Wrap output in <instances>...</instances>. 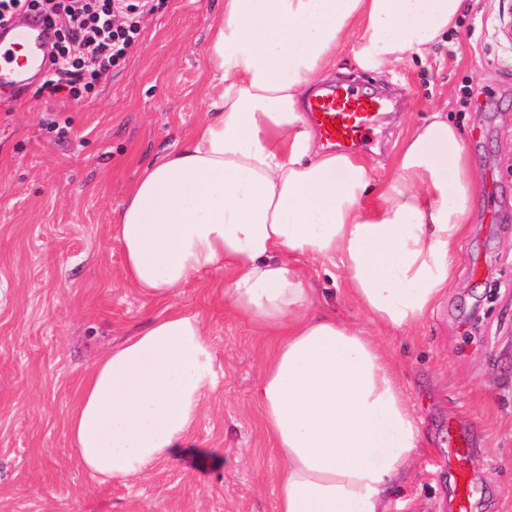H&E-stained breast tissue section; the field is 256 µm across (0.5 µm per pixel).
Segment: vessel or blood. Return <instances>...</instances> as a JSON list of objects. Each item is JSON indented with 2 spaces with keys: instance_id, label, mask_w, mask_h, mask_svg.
Segmentation results:
<instances>
[{
  "instance_id": "b4317fda",
  "label": "vessel or blood",
  "mask_w": 512,
  "mask_h": 512,
  "mask_svg": "<svg viewBox=\"0 0 512 512\" xmlns=\"http://www.w3.org/2000/svg\"><path fill=\"white\" fill-rule=\"evenodd\" d=\"M12 33L24 44L32 62L42 58L53 38V29L44 19L23 15L16 19ZM386 108L385 99L353 88L325 85L309 98L307 111L320 139L330 145L354 147L366 144Z\"/></svg>"
}]
</instances>
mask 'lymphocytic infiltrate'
Returning <instances> with one entry per match:
<instances>
[{
    "label": "lymphocytic infiltrate",
    "mask_w": 512,
    "mask_h": 512,
    "mask_svg": "<svg viewBox=\"0 0 512 512\" xmlns=\"http://www.w3.org/2000/svg\"><path fill=\"white\" fill-rule=\"evenodd\" d=\"M152 9L151 0H0V27L10 26L23 12L55 24L43 89L76 100L137 46L140 19Z\"/></svg>",
    "instance_id": "obj_1"
}]
</instances>
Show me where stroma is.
<instances>
[{"label": "stroma", "mask_w": 512, "mask_h": 512, "mask_svg": "<svg viewBox=\"0 0 512 512\" xmlns=\"http://www.w3.org/2000/svg\"><path fill=\"white\" fill-rule=\"evenodd\" d=\"M223 4L154 0L138 48L81 100L36 82L0 90V512H275L279 462L253 402L264 346L225 299V274L158 301L126 284L113 237L142 163L180 147L205 115V46ZM511 5L471 0L427 60L328 78L388 98L359 153L378 178L395 141L444 101L478 184L448 291L413 328H379L341 296V280L307 265L337 316L394 361L420 422L425 446L397 489L398 512H457L448 450L461 435L477 488L470 512H512ZM170 310L197 314L218 351V386L190 432L196 450L143 476L94 478L66 430L85 375Z\"/></svg>", "instance_id": "35a3bbf8"}]
</instances>
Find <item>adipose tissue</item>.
<instances>
[{
  "label": "adipose tissue",
  "mask_w": 512,
  "mask_h": 512,
  "mask_svg": "<svg viewBox=\"0 0 512 512\" xmlns=\"http://www.w3.org/2000/svg\"><path fill=\"white\" fill-rule=\"evenodd\" d=\"M465 0H224L206 46L205 118L146 163L118 211L125 280L155 299L224 267V295L265 343L254 401L280 460L276 512H392L422 446L380 343L336 316L305 269L341 270L377 326L407 329L447 292L476 183L446 108L395 145L377 179L327 151L303 116L344 49L367 70L426 59ZM197 314L173 310L101 354L67 431L90 474L149 472L186 447L218 384Z\"/></svg>",
  "instance_id": "adipose-tissue-1"
}]
</instances>
